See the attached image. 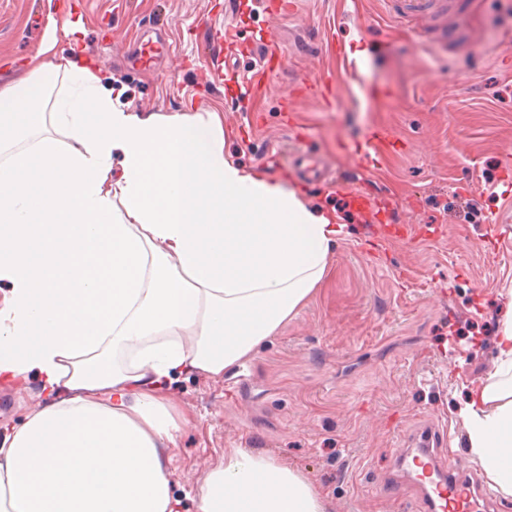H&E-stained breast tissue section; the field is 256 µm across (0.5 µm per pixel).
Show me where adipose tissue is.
Here are the masks:
<instances>
[{"label": "adipose tissue", "mask_w": 512, "mask_h": 512, "mask_svg": "<svg viewBox=\"0 0 512 512\" xmlns=\"http://www.w3.org/2000/svg\"><path fill=\"white\" fill-rule=\"evenodd\" d=\"M78 22L0 86V379L64 399L0 440V512H181L166 464L177 375L248 362L324 282L344 225L224 154L219 112L144 114L105 87ZM52 126L44 134V126ZM456 408L467 458L512 496V291L492 369ZM198 512H327L251 448L209 467Z\"/></svg>", "instance_id": "1"}]
</instances>
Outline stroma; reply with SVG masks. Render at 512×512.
Instances as JSON below:
<instances>
[{
	"mask_svg": "<svg viewBox=\"0 0 512 512\" xmlns=\"http://www.w3.org/2000/svg\"><path fill=\"white\" fill-rule=\"evenodd\" d=\"M297 11L280 18L278 6ZM66 0H0V83L21 72ZM86 57L122 103L146 113L220 112L224 152L281 177L313 209L345 225L331 273L300 312L243 367L219 380L183 374L173 395L188 415L172 451L183 512L228 448H253L298 468L328 512H422L416 493L390 498L403 434L438 423L464 457L453 406L460 381L491 367L493 336L512 289V249L493 235L512 203V0H458L455 30L393 20L385 0H78ZM484 38L473 60L468 36ZM273 37L283 70L262 78L255 50ZM361 60L386 105L305 85L330 67V40ZM396 141L366 159L374 132ZM323 156L336 185L308 184L276 162L294 146ZM359 190L391 206L354 209ZM11 408L0 438L48 402L36 377L0 382Z\"/></svg>",
	"mask_w": 512,
	"mask_h": 512,
	"instance_id": "obj_1",
	"label": "stroma"
}]
</instances>
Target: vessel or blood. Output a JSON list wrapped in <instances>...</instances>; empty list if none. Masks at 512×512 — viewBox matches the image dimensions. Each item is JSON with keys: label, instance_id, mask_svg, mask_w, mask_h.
Wrapping results in <instances>:
<instances>
[{"label": "vessel or blood", "instance_id": "vessel-or-blood-1", "mask_svg": "<svg viewBox=\"0 0 512 512\" xmlns=\"http://www.w3.org/2000/svg\"><path fill=\"white\" fill-rule=\"evenodd\" d=\"M395 16L429 20L436 26L445 25L452 11L450 0H387ZM334 65L309 74L310 86L329 92L336 79L350 74L356 57L344 45L330 48ZM289 164L311 181H324L331 175L328 163L318 154L294 150ZM439 433L431 427L417 428L398 449L394 463L396 479L381 476L376 480L380 491L395 494L401 483L410 482L420 489L423 512H489L491 500L484 491L480 478L464 474L458 464L448 463L437 446Z\"/></svg>", "mask_w": 512, "mask_h": 512}]
</instances>
